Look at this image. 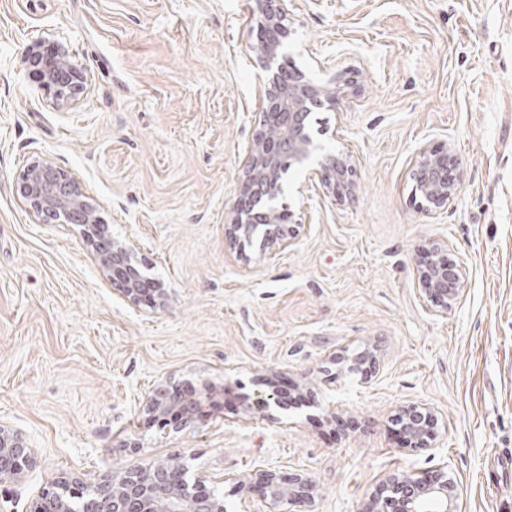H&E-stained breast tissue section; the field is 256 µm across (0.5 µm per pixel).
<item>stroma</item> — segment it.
Masks as SVG:
<instances>
[{"mask_svg": "<svg viewBox=\"0 0 512 512\" xmlns=\"http://www.w3.org/2000/svg\"><path fill=\"white\" fill-rule=\"evenodd\" d=\"M254 5L0 0V423L35 450L0 505L26 512L66 471L180 456L224 478L231 512L232 475L304 473L314 512H366L388 475L444 465L462 512H512V0H290L293 64L356 71L316 126L356 156L357 192H285L301 233L266 251L224 237L259 110ZM60 44L88 77L66 106L28 61ZM424 146L451 148L463 174L429 215L412 198ZM39 159L135 241L165 306L118 300L77 229L29 210ZM432 241L463 269L443 316L418 287ZM345 345L376 355L371 376L333 364ZM267 377L289 397L272 420L245 412ZM169 379L206 396L170 432L139 409ZM412 403L437 410V447L405 444L394 417Z\"/></svg>", "mask_w": 512, "mask_h": 512, "instance_id": "1", "label": "stroma"}]
</instances>
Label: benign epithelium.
Listing matches in <instances>:
<instances>
[{
	"label": "benign epithelium",
	"instance_id": "1",
	"mask_svg": "<svg viewBox=\"0 0 512 512\" xmlns=\"http://www.w3.org/2000/svg\"><path fill=\"white\" fill-rule=\"evenodd\" d=\"M258 13V38L252 46L265 72L257 113L258 129L242 161V184L233 215L225 225V243L233 248L242 241L260 240L263 250H285L299 236L298 225L290 224L292 214L279 206L285 191L284 176L293 165L308 169V177L294 186L306 195L316 176L327 191L337 197L355 192L357 160L350 153H324L316 156L317 146L309 132L311 107L336 104L352 88L351 71H334L317 82L299 69H288L283 58L284 39L288 36L284 21L288 0H255ZM46 87L56 101L75 100L84 83V75L70 60L61 45L57 53L43 62ZM414 196L420 199L426 214L446 210L458 197L462 174L450 149L418 152L413 170ZM22 192L36 216L49 223L80 227L83 244L99 267L102 279L113 286L117 296L128 305H139L153 298L167 303L170 293L164 284L148 277L135 260L137 247L129 240H116L106 226L98 224L97 208L79 182L44 159L31 164L24 176ZM450 242L430 244L432 260L420 275L422 291L446 314L460 300L461 273L448 265ZM333 360L346 364L352 373L366 374L374 368L376 357L370 351L348 354L344 347ZM204 401L202 396L184 393L174 381L160 383L141 402L142 412L165 427L171 418L187 424ZM287 398L271 379L258 392L249 410L262 416L272 409L286 407ZM406 444L415 449L435 447L439 437L438 417L433 407L413 403L396 414ZM34 450L25 435L0 424V471L7 481L16 480L33 461ZM199 474H190L181 457L170 461H150L123 465L90 481L84 473L58 477L43 488L29 506V512H228L223 487ZM240 499L257 498L247 512H312L316 485L310 477L288 476L269 469L259 493L250 494L242 480L236 481ZM461 489L454 474L443 466L430 477L413 472L389 475L372 494L366 512H460Z\"/></svg>",
	"mask_w": 512,
	"mask_h": 512
}]
</instances>
